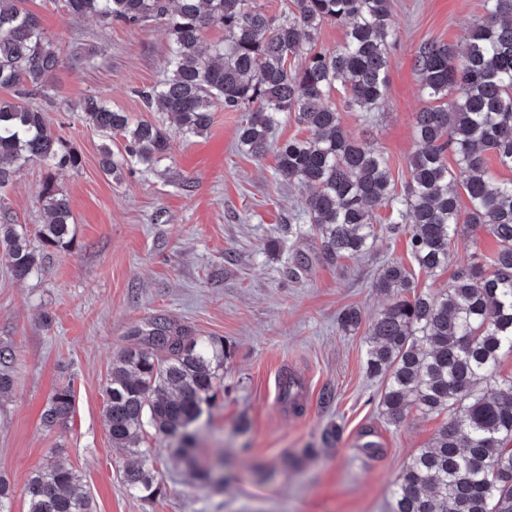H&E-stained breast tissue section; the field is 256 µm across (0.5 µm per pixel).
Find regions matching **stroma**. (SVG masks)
I'll use <instances>...</instances> for the list:
<instances>
[{"label":"stroma","instance_id":"stroma-1","mask_svg":"<svg viewBox=\"0 0 512 512\" xmlns=\"http://www.w3.org/2000/svg\"><path fill=\"white\" fill-rule=\"evenodd\" d=\"M398 42L379 110L346 109L333 94L344 129L367 137L389 160L396 189L409 179L417 150L414 117L424 105L412 69L416 48L435 39L461 44L485 13L484 0H391ZM63 59L58 96L76 104L89 94L140 117L139 89L166 76V31L149 22L103 27L70 18L64 0H27ZM244 115L215 108L201 136L174 135L157 171L121 179L99 164L101 138L81 113L50 112L78 154L76 168L24 166L0 190V215L21 225L41 265L20 280L0 261V349L10 353L12 393L0 397V475L11 487V512H27L24 484L41 466L78 473L93 512H391L392 488L404 466L428 447L443 414L409 409L399 422L382 414L381 378L366 368L368 328L390 299L372 281L390 260L413 261L408 238H380L370 252L329 263L312 237L289 239L282 225L303 218L308 190L275 174L276 153L262 160L235 148ZM65 190L75 222L65 247L44 245L38 193L45 176ZM496 244L481 225H463L448 267L415 274L418 290L446 287L454 269ZM313 257L291 276L295 252ZM363 321L356 334L337 325L346 307ZM166 318L201 338L223 339L228 356L216 397L201 419L200 464L224 458L223 485L194 479L154 437L164 495L130 493L123 467L130 453L113 447L104 409L113 358L136 345V328ZM297 378L301 409L277 400L276 378ZM71 385L74 411L45 428L42 413L55 390ZM331 400H324V392ZM340 430L323 447L328 426ZM370 431L382 448L366 458L359 435Z\"/></svg>","mask_w":512,"mask_h":512}]
</instances>
